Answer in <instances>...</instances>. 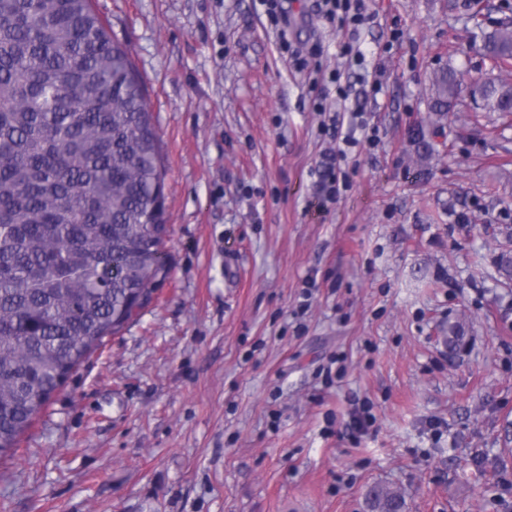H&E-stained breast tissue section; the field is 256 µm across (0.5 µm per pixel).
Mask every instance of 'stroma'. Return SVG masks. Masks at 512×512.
Instances as JSON below:
<instances>
[{
  "label": "stroma",
  "mask_w": 512,
  "mask_h": 512,
  "mask_svg": "<svg viewBox=\"0 0 512 512\" xmlns=\"http://www.w3.org/2000/svg\"><path fill=\"white\" fill-rule=\"evenodd\" d=\"M94 5L156 116L168 272L0 457V512H368L374 484L407 512H512V113L471 94L512 68L466 49L512 0H371L357 45L403 33L365 105L384 145L327 213L331 143L257 0ZM291 29L354 83L309 0Z\"/></svg>",
  "instance_id": "1"
}]
</instances>
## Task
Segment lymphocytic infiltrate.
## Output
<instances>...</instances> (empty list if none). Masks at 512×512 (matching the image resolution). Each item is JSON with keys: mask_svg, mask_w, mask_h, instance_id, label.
<instances>
[{"mask_svg": "<svg viewBox=\"0 0 512 512\" xmlns=\"http://www.w3.org/2000/svg\"><path fill=\"white\" fill-rule=\"evenodd\" d=\"M265 14L274 28L279 45L288 56L292 67L303 73L310 88L316 89L317 94L311 105L319 117L318 130L321 135L333 141L334 146L329 153L323 155L315 169L314 197L319 209L326 210L340 199L343 192L349 188L341 164L357 151L374 152L379 150L382 139L377 125L371 124L366 118L363 106H356L352 113L354 129L341 133L340 128L344 117L340 110L328 106L325 95L319 94L318 88L322 82L335 84L340 101L349 98L347 87L341 86L339 72L324 73L317 59L322 52L319 43L294 45L288 35V10L285 0H259ZM316 14L329 22L339 23L341 29L349 33H358L361 28L374 21L368 0H312Z\"/></svg>", "mask_w": 512, "mask_h": 512, "instance_id": "lymphocytic-infiltrate-1", "label": "lymphocytic infiltrate"}]
</instances>
